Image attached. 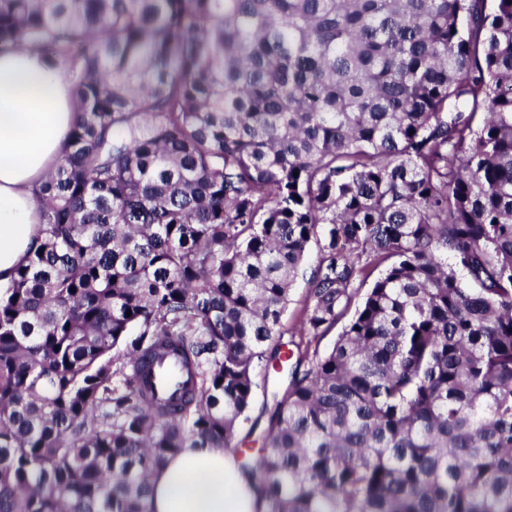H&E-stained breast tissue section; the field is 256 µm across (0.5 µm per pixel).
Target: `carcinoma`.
<instances>
[{"mask_svg": "<svg viewBox=\"0 0 512 512\" xmlns=\"http://www.w3.org/2000/svg\"><path fill=\"white\" fill-rule=\"evenodd\" d=\"M21 41L80 119L0 284V512H148L271 364L265 512H512V0H0ZM313 244L311 336L389 265L295 354ZM385 265H386V263H374L370 267V275L368 277L366 285L363 287L360 295L355 297V299L353 301V304L351 306V309L348 312V314L341 321H339L336 324V326L332 330H330L325 336H318L317 338L312 339V342H311V349L312 350L316 346V348L318 349L319 353L323 354L324 352H326L327 350H329L333 346V344L336 341L337 336H339V334L342 332L344 326L347 324L350 316L354 312L355 306L358 304V302H360L361 296H362L361 294L381 274V272L385 268ZM309 273L307 275L308 279ZM306 280H300L294 286L292 290V294L290 297V301L288 304V309L283 317V323L285 325V329L290 330L288 334H286L283 338V341H289L291 332H296L295 340L299 341V333L302 331V326L300 323V311L306 301L307 291H308V283ZM185 379L186 374L174 348H168L143 372L146 387L161 401L174 402L182 393V382Z\"/></svg>", "mask_w": 512, "mask_h": 512, "instance_id": "cac0c4a2", "label": "carcinoma"}]
</instances>
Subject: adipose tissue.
<instances>
[{
    "instance_id": "ef3b65f1",
    "label": "adipose tissue",
    "mask_w": 512,
    "mask_h": 512,
    "mask_svg": "<svg viewBox=\"0 0 512 512\" xmlns=\"http://www.w3.org/2000/svg\"><path fill=\"white\" fill-rule=\"evenodd\" d=\"M79 114L65 64L33 48L0 51V283L40 222L34 189L61 161ZM150 512H264L229 448H185L151 479Z\"/></svg>"
}]
</instances>
